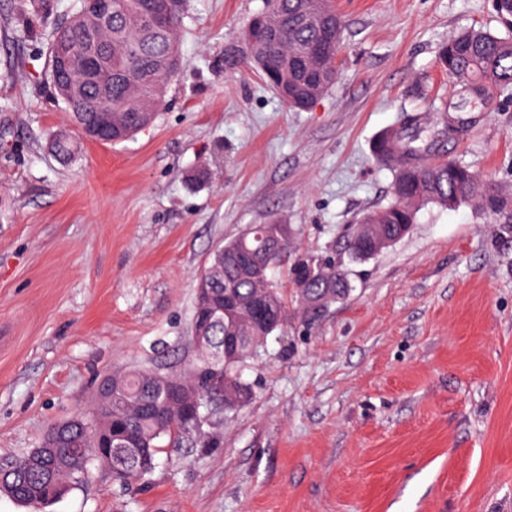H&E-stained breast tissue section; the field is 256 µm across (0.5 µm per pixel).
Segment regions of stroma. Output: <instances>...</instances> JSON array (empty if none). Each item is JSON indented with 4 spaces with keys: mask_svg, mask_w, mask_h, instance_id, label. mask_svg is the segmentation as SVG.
Instances as JSON below:
<instances>
[{
    "mask_svg": "<svg viewBox=\"0 0 512 512\" xmlns=\"http://www.w3.org/2000/svg\"><path fill=\"white\" fill-rule=\"evenodd\" d=\"M263 3L187 0L186 64L157 119L104 144L49 79L50 34L78 0H0V465L112 369L194 359L196 278L218 245L276 219L299 251L340 248L391 197L372 151L386 130L416 123L427 158L512 193V104L463 108L437 65L453 32L506 35L491 0H334L338 79L301 110L224 67ZM353 270L350 297L310 330L289 313L244 368L249 405L163 441L132 488L100 469L47 512H512V241L469 207L429 206Z\"/></svg>",
    "mask_w": 512,
    "mask_h": 512,
    "instance_id": "1",
    "label": "stroma"
}]
</instances>
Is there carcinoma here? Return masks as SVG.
<instances>
[{"instance_id":"cac0c4a2","label":"carcinoma","mask_w":512,"mask_h":512,"mask_svg":"<svg viewBox=\"0 0 512 512\" xmlns=\"http://www.w3.org/2000/svg\"><path fill=\"white\" fill-rule=\"evenodd\" d=\"M186 0H112V114L123 134L133 135L126 126L127 114L140 112L154 100L163 98L165 87L177 72L172 60L181 57L178 32ZM169 12L162 28L147 24L156 8ZM275 18L278 34L256 55L243 60L232 52L224 54V69L237 70L241 63L256 67L263 79L277 88L282 80L293 90L288 106L303 109L337 79L336 58L341 49L343 23L332 0H265L263 9L249 20L242 44H251L263 15ZM91 29L82 9L52 33L50 79L66 103L78 129L95 124L101 92L91 83L72 96L65 91L69 80L79 75L80 60ZM288 60V71H270L272 61ZM438 65L450 78L462 98L479 97L494 90L512 97V37L497 36L483 29L460 31L442 44ZM418 136L403 138L405 165L393 160L395 139L382 135L374 144V156L393 171L392 197L387 205L364 213L361 224H380L390 235H397L404 224H414L418 212L429 204L448 209L467 205L493 216L503 224L502 233L512 237V196L496 184L483 181L471 168L457 161L432 167L422 161L421 148L411 146ZM245 243L234 238L213 254L207 280L217 301L226 305L224 322L214 325L206 346L197 350L193 364L182 372L161 373L139 367L118 368L112 372V404L85 409L82 426L52 425L40 445L25 456L0 467V492L36 510H41L83 485L93 471L106 469L114 480L131 484L147 472L135 454L117 446L121 435L133 437L137 445L156 461L160 440L177 441L199 428L195 418H204L213 403L206 401L216 381L224 386L252 392L241 378V368L256 349L287 319L285 295L277 280L265 288L242 269L245 253H263L265 225L249 227ZM341 251L348 262H364L373 257L366 241L344 238ZM289 279L296 297L332 295L331 303L350 296L355 285L346 265L330 275L319 276L305 264L292 263ZM237 339L239 348L217 362L213 351L223 350L227 341ZM94 429L105 447L80 448L83 426Z\"/></svg>"}]
</instances>
